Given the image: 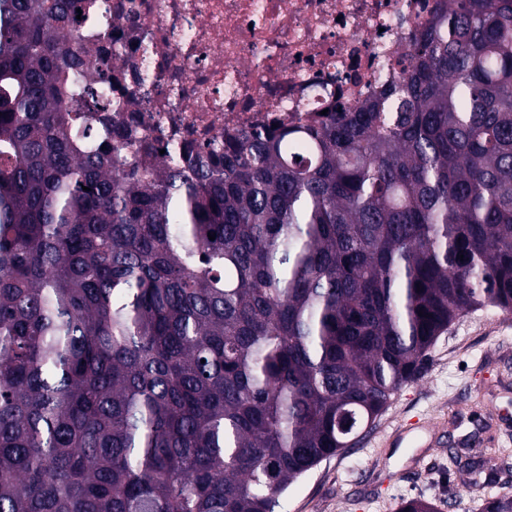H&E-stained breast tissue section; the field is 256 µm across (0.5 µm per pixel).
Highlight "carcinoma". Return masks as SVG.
<instances>
[{"instance_id": "1", "label": "carcinoma", "mask_w": 512, "mask_h": 512, "mask_svg": "<svg viewBox=\"0 0 512 512\" xmlns=\"http://www.w3.org/2000/svg\"><path fill=\"white\" fill-rule=\"evenodd\" d=\"M81 8L0 0V512H275L512 310V0H442L371 97L190 175L120 168Z\"/></svg>"}]
</instances>
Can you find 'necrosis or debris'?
<instances>
[{
	"label": "necrosis or debris",
	"mask_w": 512,
	"mask_h": 512,
	"mask_svg": "<svg viewBox=\"0 0 512 512\" xmlns=\"http://www.w3.org/2000/svg\"><path fill=\"white\" fill-rule=\"evenodd\" d=\"M440 0H85V36L108 31L106 86L121 164L184 147V167L244 137L320 121L333 103L409 67Z\"/></svg>",
	"instance_id": "4bbe7bcc"
}]
</instances>
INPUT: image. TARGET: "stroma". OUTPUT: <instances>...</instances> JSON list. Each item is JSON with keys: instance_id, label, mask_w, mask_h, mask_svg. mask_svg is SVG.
<instances>
[{"instance_id": "obj_1", "label": "stroma", "mask_w": 512, "mask_h": 512, "mask_svg": "<svg viewBox=\"0 0 512 512\" xmlns=\"http://www.w3.org/2000/svg\"><path fill=\"white\" fill-rule=\"evenodd\" d=\"M405 425V444L394 431ZM490 425L503 459L475 474L452 451ZM512 489V311L460 313L437 340L421 377L401 387L352 448L289 486L275 512H395L421 498L438 512H481L488 491Z\"/></svg>"}]
</instances>
